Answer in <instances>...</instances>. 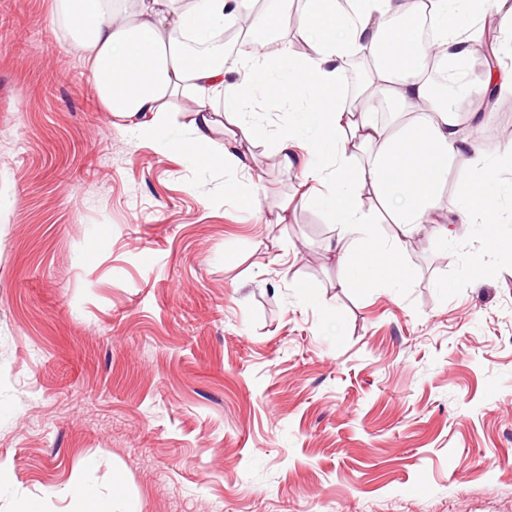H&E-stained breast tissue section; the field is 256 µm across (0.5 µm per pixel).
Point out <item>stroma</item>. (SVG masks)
Wrapping results in <instances>:
<instances>
[{
  "label": "stroma",
  "instance_id": "1",
  "mask_svg": "<svg viewBox=\"0 0 512 512\" xmlns=\"http://www.w3.org/2000/svg\"><path fill=\"white\" fill-rule=\"evenodd\" d=\"M58 7L0 0V512H512V254L427 226L404 283L341 287L276 151L307 95L256 90L230 174L191 97L154 138L104 112Z\"/></svg>",
  "mask_w": 512,
  "mask_h": 512
}]
</instances>
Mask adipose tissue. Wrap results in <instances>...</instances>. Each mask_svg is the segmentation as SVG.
<instances>
[{"mask_svg":"<svg viewBox=\"0 0 512 512\" xmlns=\"http://www.w3.org/2000/svg\"><path fill=\"white\" fill-rule=\"evenodd\" d=\"M250 2L59 0L104 110L120 120L142 117V131L156 136L167 127L168 99L189 89L196 96L192 151L206 163L236 173L247 168L257 88L273 83L288 98L300 89L309 94L316 130L310 150L319 161L307 167L305 178L327 187L314 202L335 218L328 249L348 271L345 287L358 285L354 271L367 265L386 283L409 277L403 244L420 226L440 222L448 165L457 155L471 153L473 163L472 176L457 189L460 223L492 217L502 192L494 175L498 162L464 137L459 105L475 93L465 65L484 38L488 14L504 17L512 52V0H306L298 14L291 0H272L263 23L294 29L308 52L268 39L250 55L226 54L215 34L240 19ZM402 16L429 18L431 42L392 27L391 19ZM185 31L208 45L207 55L187 51L177 39ZM431 53L454 70L445 90L431 80ZM358 56L368 64L367 77L350 105L346 71ZM214 99L223 100V112L211 107ZM381 101L393 105L394 120L378 121ZM221 118L225 138L215 153L211 138ZM329 156L335 169L323 164ZM366 195L396 228L387 253L374 252L367 236Z\"/></svg>","mask_w":512,"mask_h":512,"instance_id":"adipose-tissue-1","label":"adipose tissue"}]
</instances>
